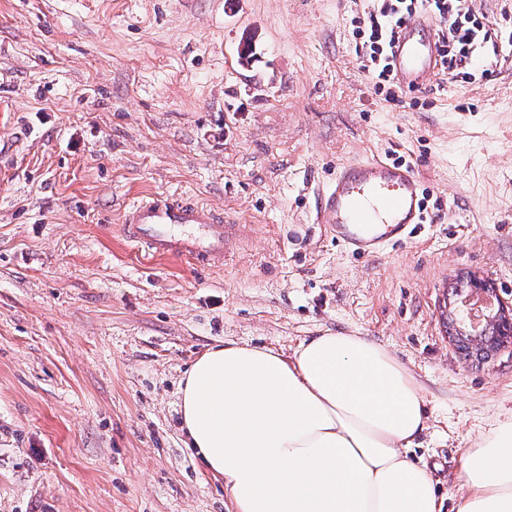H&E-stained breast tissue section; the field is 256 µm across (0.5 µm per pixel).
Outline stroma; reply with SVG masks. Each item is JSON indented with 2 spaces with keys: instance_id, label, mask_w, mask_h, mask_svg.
Returning <instances> with one entry per match:
<instances>
[{
  "instance_id": "1",
  "label": "stroma",
  "mask_w": 512,
  "mask_h": 512,
  "mask_svg": "<svg viewBox=\"0 0 512 512\" xmlns=\"http://www.w3.org/2000/svg\"><path fill=\"white\" fill-rule=\"evenodd\" d=\"M372 0H0V512H231L185 446L179 388L228 341L386 347L428 416L452 512L462 460L512 418V345L464 359L437 285L512 299V52L392 103L355 51ZM251 41L254 56L239 51ZM421 178L415 237L357 256L315 222L347 162ZM180 195L241 224L223 265L153 260L124 207Z\"/></svg>"
}]
</instances>
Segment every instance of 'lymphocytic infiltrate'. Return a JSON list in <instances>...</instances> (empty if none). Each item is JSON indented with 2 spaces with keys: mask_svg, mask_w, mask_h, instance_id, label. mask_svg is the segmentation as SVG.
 I'll list each match as a JSON object with an SVG mask.
<instances>
[{
  "mask_svg": "<svg viewBox=\"0 0 512 512\" xmlns=\"http://www.w3.org/2000/svg\"><path fill=\"white\" fill-rule=\"evenodd\" d=\"M418 15L432 17L437 25L442 71L456 82H469L472 63L487 43L512 44V36L472 19L467 0H378L364 28L359 29L361 63L370 74L373 89L397 100L400 88L392 69V47L399 28Z\"/></svg>",
  "mask_w": 512,
  "mask_h": 512,
  "instance_id": "1",
  "label": "lymphocytic infiltrate"
}]
</instances>
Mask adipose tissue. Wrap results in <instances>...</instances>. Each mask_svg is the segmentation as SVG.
I'll return each mask as SVG.
<instances>
[{
    "label": "adipose tissue",
    "instance_id": "1",
    "mask_svg": "<svg viewBox=\"0 0 512 512\" xmlns=\"http://www.w3.org/2000/svg\"><path fill=\"white\" fill-rule=\"evenodd\" d=\"M186 445L233 512H442L410 458L427 428L413 375L383 346L325 333L291 356L211 348L179 390ZM455 512H512V419L466 454Z\"/></svg>",
    "mask_w": 512,
    "mask_h": 512
}]
</instances>
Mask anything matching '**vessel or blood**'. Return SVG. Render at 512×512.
<instances>
[{
    "mask_svg": "<svg viewBox=\"0 0 512 512\" xmlns=\"http://www.w3.org/2000/svg\"><path fill=\"white\" fill-rule=\"evenodd\" d=\"M435 23L417 16L401 28L393 67L402 88L419 90L439 75ZM421 179L410 167L381 158L339 167L323 193L317 218L326 233L353 253L367 256L402 243L421 224ZM238 227L195 202L154 196L125 208L124 239L156 259L185 258L200 267L224 260Z\"/></svg>",
    "mask_w": 512,
    "mask_h": 512,
    "instance_id": "vessel-or-blood-1",
    "label": "vessel or blood"
}]
</instances>
